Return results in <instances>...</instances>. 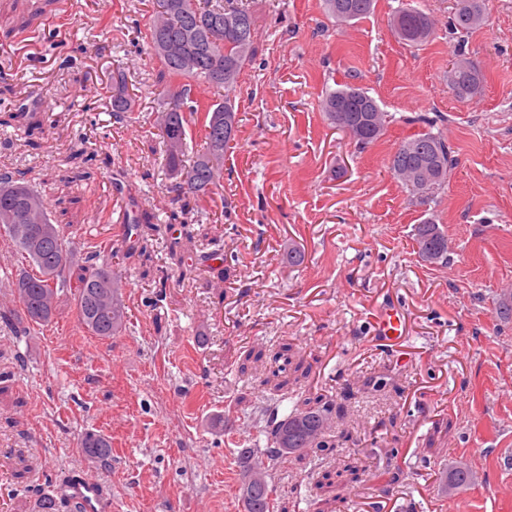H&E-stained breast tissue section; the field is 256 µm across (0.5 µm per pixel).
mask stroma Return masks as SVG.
Returning a JSON list of instances; mask_svg holds the SVG:
<instances>
[{
  "mask_svg": "<svg viewBox=\"0 0 512 512\" xmlns=\"http://www.w3.org/2000/svg\"><path fill=\"white\" fill-rule=\"evenodd\" d=\"M433 34L412 45L391 28L401 4ZM256 20L253 61L233 95L240 118L224 155V195L181 204L155 152L162 67L148 45L154 0H21L0 8V113H41L44 133L0 126V170L24 172L54 220L73 224L78 248L97 252L122 281L126 323L91 335L64 294L50 322L24 335L0 321V512H33L36 491L61 475L97 479L112 512H244L241 449L265 437L251 407L352 395L329 447L284 459L274 484L285 512H318L325 475L338 512H367L380 489L397 512H512V0H490L487 22L450 31L455 0H375L349 23L323 0H239ZM465 53L484 75L458 100L448 69ZM123 66L135 105L110 117L112 71ZM364 87L386 114L375 145L358 149L320 106L334 84ZM441 133L456 166L434 202L419 204L389 170L391 154L422 131ZM93 154L67 185L58 166ZM159 225L147 263L116 222L112 185ZM234 208L225 211L223 198ZM448 237L449 261H421L424 220ZM194 244L173 257L175 240ZM301 249V265L288 251ZM219 250L223 261L205 255ZM406 317L394 342L376 336L380 310ZM274 353L309 367L277 393L245 354ZM385 378L379 389L369 380ZM93 430L112 443V466L77 446ZM357 460L358 478L342 475ZM466 463L476 481L456 486Z\"/></svg>",
  "mask_w": 512,
  "mask_h": 512,
  "instance_id": "obj_1",
  "label": "stroma"
}]
</instances>
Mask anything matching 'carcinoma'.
Wrapping results in <instances>:
<instances>
[{
  "label": "carcinoma",
  "mask_w": 512,
  "mask_h": 512,
  "mask_svg": "<svg viewBox=\"0 0 512 512\" xmlns=\"http://www.w3.org/2000/svg\"><path fill=\"white\" fill-rule=\"evenodd\" d=\"M327 13L338 21L362 18L373 10L374 0H324ZM403 32L397 37L419 44L432 34L428 17L414 7H401L395 14ZM486 21V0H463L453 15L450 28L471 30ZM153 54L163 65L170 89L158 116L165 143L164 162L176 178L174 191L183 199L198 201L223 192L224 149L239 132V118L231 93L236 90L241 71L255 55V23L244 7L224 5V0H157V17L149 32ZM455 80L448 85L460 99L478 92L483 83L480 68L461 53ZM224 90V95L202 110L189 101L192 84ZM321 106L328 120L341 131L350 128L356 146L364 149L375 144L385 131V119L376 99L355 84L345 83L325 89ZM133 100L126 90L123 71L112 72V110L114 122L129 118ZM345 113L343 123H336V112ZM35 112H13L11 119L25 123L27 133L43 130ZM202 123L206 148L190 163H185L184 148L191 127ZM457 158L453 148L439 133H418L403 141L390 158L389 169L411 196L423 204L430 202L448 182V172ZM0 232L18 250L35 272L17 274L14 293L25 320L46 323L50 320L58 294L71 287V273L79 269L74 293L79 323L92 335L110 338L125 322L124 307L118 293V277L104 264H97L92 252L77 258L74 243L64 239L60 225L53 223L42 195L19 182L14 173L0 172ZM414 239L424 240L448 260V238L432 221L415 227ZM301 411L291 419L279 420L278 406L263 411L265 448L247 452L244 465L257 460L267 470L277 471L284 456L313 447L311 437L321 428L323 415L337 411L332 398L306 397L297 402ZM81 453L106 466L112 462V445L106 436L88 431L78 439ZM275 488L257 492L253 512H274ZM37 512H81L66 505L62 496L54 499L46 493L37 495Z\"/></svg>",
  "instance_id": "obj_1"
}]
</instances>
